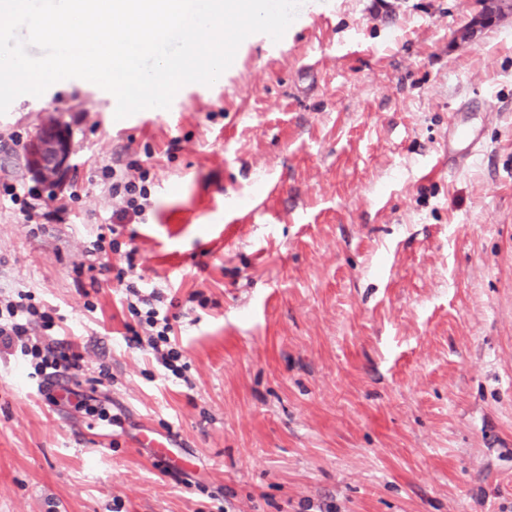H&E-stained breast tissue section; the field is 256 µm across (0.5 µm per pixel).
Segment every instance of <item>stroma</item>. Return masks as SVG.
Returning a JSON list of instances; mask_svg holds the SVG:
<instances>
[{
  "label": "stroma",
  "instance_id": "obj_1",
  "mask_svg": "<svg viewBox=\"0 0 512 512\" xmlns=\"http://www.w3.org/2000/svg\"><path fill=\"white\" fill-rule=\"evenodd\" d=\"M479 9L332 0L281 48L247 37L214 91L121 120L78 78L13 101L0 183L78 198L36 234L0 204V289L63 316L86 405L0 348V512H512V15L455 42ZM471 98L482 151L451 173ZM51 111L77 145L59 188L21 164ZM113 165L152 203L105 260L137 248L174 300L180 379L126 346L124 285L92 312L76 291ZM145 425L193 466L156 464Z\"/></svg>",
  "mask_w": 512,
  "mask_h": 512
}]
</instances>
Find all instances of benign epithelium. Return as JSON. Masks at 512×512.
I'll use <instances>...</instances> for the list:
<instances>
[{"instance_id": "1", "label": "benign epithelium", "mask_w": 512, "mask_h": 512, "mask_svg": "<svg viewBox=\"0 0 512 512\" xmlns=\"http://www.w3.org/2000/svg\"><path fill=\"white\" fill-rule=\"evenodd\" d=\"M512 14V0H481V11L454 35L457 42L473 41L481 29ZM76 149L70 133L53 114H47L25 148L24 167L37 180L61 185L74 167Z\"/></svg>"}]
</instances>
